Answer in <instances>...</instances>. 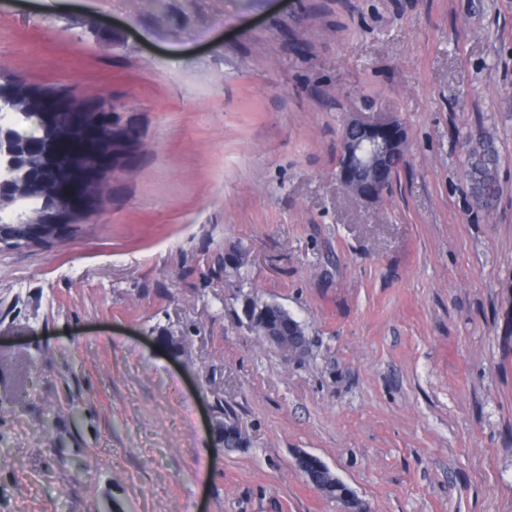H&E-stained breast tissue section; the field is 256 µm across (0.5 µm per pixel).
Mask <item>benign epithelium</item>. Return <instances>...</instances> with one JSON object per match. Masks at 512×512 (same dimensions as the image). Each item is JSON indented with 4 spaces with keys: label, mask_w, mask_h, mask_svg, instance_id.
Masks as SVG:
<instances>
[{
    "label": "benign epithelium",
    "mask_w": 512,
    "mask_h": 512,
    "mask_svg": "<svg viewBox=\"0 0 512 512\" xmlns=\"http://www.w3.org/2000/svg\"><path fill=\"white\" fill-rule=\"evenodd\" d=\"M69 103L65 97L42 103L36 113L37 136L18 134L0 119V161L9 167L23 163L33 148H38L42 170L55 168L59 148L63 144H79L89 133L95 136L96 161L89 164L79 149L72 151L70 178L54 188V194L65 198V209L46 202L36 220L65 236L74 228L78 215L99 207L105 200L109 181L129 170L138 151L137 131L124 121L123 107L106 97L83 101L78 112L70 113L69 125L58 122L55 109ZM406 137L399 120L382 112H353L344 123L336 176L339 182L350 183L358 190V198L376 202L390 183L391 158L404 150ZM13 186L0 179V217L11 221L10 194ZM51 238L36 228L16 243L0 239V250L45 246Z\"/></svg>",
    "instance_id": "benign-epithelium-1"
}]
</instances>
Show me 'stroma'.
Segmentation results:
<instances>
[{"instance_id":"1","label":"stroma","mask_w":512,"mask_h":512,"mask_svg":"<svg viewBox=\"0 0 512 512\" xmlns=\"http://www.w3.org/2000/svg\"><path fill=\"white\" fill-rule=\"evenodd\" d=\"M0 74L143 133L67 244L0 252V512H343L300 451L366 512H512V0H0ZM369 108L406 132L377 203L336 178ZM479 145L481 148L473 149L470 154L474 159L471 162L472 174L475 178L480 198L489 203L496 195V186L491 176L494 154L492 144L487 142L486 137L482 138ZM473 170L477 171L480 176L476 175ZM304 457L311 460L317 459L323 466L313 461L306 463L305 459L298 462V468L308 484L326 498L342 503L347 512L364 511L352 490L346 484H343L330 468L324 467L326 463L321 458L310 453H305Z\"/></svg>"}]
</instances>
